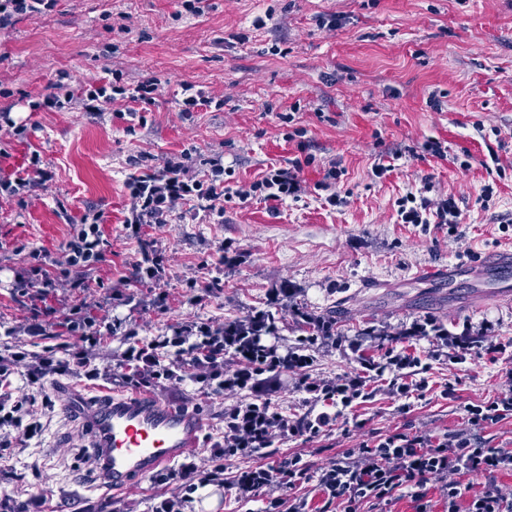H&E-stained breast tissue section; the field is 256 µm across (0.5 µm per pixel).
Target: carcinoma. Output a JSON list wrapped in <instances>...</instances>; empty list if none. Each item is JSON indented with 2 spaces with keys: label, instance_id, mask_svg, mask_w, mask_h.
Here are the masks:
<instances>
[{
  "label": "carcinoma",
  "instance_id": "carcinoma-1",
  "mask_svg": "<svg viewBox=\"0 0 512 512\" xmlns=\"http://www.w3.org/2000/svg\"><path fill=\"white\" fill-rule=\"evenodd\" d=\"M292 320L304 332L296 342L288 347L283 356L277 347L268 343L267 338L278 335L279 318L270 309H255L243 319H227L222 324L207 326L205 329L185 327L177 329L172 336L142 344L136 334L130 332L124 341H133L124 356L119 360L122 375L128 381L145 386L153 382L148 367L140 358L131 357L135 350H149L160 357L159 350H167L168 362H160L156 369L166 380H182L185 359L202 361L209 365L206 375L192 376L214 391L234 389L247 393V399L224 412V447H252L257 440V448L272 447L275 439L292 431L297 433L319 432L324 421L323 414L307 413L296 420L279 413L269 401L276 392L279 375L284 370H299L311 360L309 351L325 338L342 339L338 331L344 310L333 306L314 315L306 309L295 307L289 310ZM362 337H378L380 346L421 338L426 336L448 337V328L434 317L415 321L395 333H388L364 323L359 330ZM236 368L228 371L229 362Z\"/></svg>",
  "mask_w": 512,
  "mask_h": 512
}]
</instances>
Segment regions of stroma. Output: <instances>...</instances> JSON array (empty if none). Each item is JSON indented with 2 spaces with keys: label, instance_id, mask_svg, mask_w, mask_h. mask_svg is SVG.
I'll use <instances>...</instances> for the list:
<instances>
[{
  "label": "stroma",
  "instance_id": "35a3bbf8",
  "mask_svg": "<svg viewBox=\"0 0 512 512\" xmlns=\"http://www.w3.org/2000/svg\"><path fill=\"white\" fill-rule=\"evenodd\" d=\"M115 71L130 86L155 80L154 104L29 109L60 75L84 84ZM188 86L223 107L182 111ZM3 89L26 131L0 141V177L33 154L52 175L25 200L0 196V324L12 330L11 347H54L63 360L83 347L20 301L13 284L30 251L54 270L89 212L101 213L111 244L68 302L121 327L95 347V378L70 364L58 379L135 391L111 364L126 349V330L151 339L240 317L265 307L285 280L298 305L319 313L340 302L350 311L340 326L344 342L319 345L309 368L281 375L272 400L291 414L308 410V384L362 373L348 342L364 321L393 330L432 316L477 342L462 362L443 339L396 344L395 355L422 365L406 379L408 396L394 394L396 372L387 368L372 376V398L330 408L319 433H291L227 458L223 485L191 493L180 479L156 476L119 493L100 487L92 467L78 462L79 425L63 397L46 381L30 382L19 364L0 381V396L19 407L17 423L0 425V497L25 502L26 512H84L97 500L108 502V512H152L172 499L181 500V512H268L276 498L323 512L313 480L249 498L235 484L296 453L316 470L394 432L455 436L466 427V405L512 393V303L474 279L427 274L512 244V0H206L200 14L181 0H58L52 12L0 31ZM436 141L447 159L431 156L427 146ZM217 157L233 192L295 161L301 190L280 202L243 204L232 194L219 211L192 202L132 232V176L174 162L204 179ZM380 164L385 174H376ZM409 193L434 204L453 200L459 223H402L398 201ZM22 242L28 249L20 253ZM146 244L163 256L164 272L134 287L143 309L105 304V288L124 291ZM148 390L202 414V446L189 461L212 470L224 412L239 394H214L189 379Z\"/></svg>",
  "mask_w": 512,
  "mask_h": 512
}]
</instances>
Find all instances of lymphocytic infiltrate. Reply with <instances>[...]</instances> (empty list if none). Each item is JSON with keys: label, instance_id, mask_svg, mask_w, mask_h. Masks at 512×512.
Listing matches in <instances>:
<instances>
[{"label": "lymphocytic infiltrate", "instance_id": "obj_1", "mask_svg": "<svg viewBox=\"0 0 512 512\" xmlns=\"http://www.w3.org/2000/svg\"><path fill=\"white\" fill-rule=\"evenodd\" d=\"M156 87L143 81L130 87L122 84L119 76L80 88L57 82L50 93L32 102V111L61 109L67 105L85 102L132 101L150 105L154 102ZM224 166L211 164V176L198 179L189 175L179 163H169L161 175L148 174L139 179L131 190L134 223L144 224L172 211L187 200H203L216 207L225 196ZM299 190L298 180L287 168L270 169L249 189L238 191L241 202L253 196L264 201H281ZM100 214H93L90 222L81 224L76 235L63 247L62 259L55 271H47L39 252H32V264L27 277L15 283L18 294L34 316L50 315L44 307L46 294L60 286L72 289L84 287L85 270L102 262L106 255V241L100 229ZM512 471V449L486 448L474 435L441 440L432 435L414 437L395 432L374 443H362L349 449L343 459L323 469L318 486L326 503L342 505V512H358L365 503L387 504L395 491L410 493L415 512H432L427 497V484L438 479L439 491L448 512H512V489L500 485L498 473ZM481 475L485 483L479 493H472L466 478Z\"/></svg>", "mask_w": 512, "mask_h": 512}]
</instances>
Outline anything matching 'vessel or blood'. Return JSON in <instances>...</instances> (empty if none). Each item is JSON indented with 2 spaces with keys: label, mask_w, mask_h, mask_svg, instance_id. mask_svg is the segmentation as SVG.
I'll return each mask as SVG.
<instances>
[{
  "label": "vessel or blood",
  "mask_w": 512,
  "mask_h": 512,
  "mask_svg": "<svg viewBox=\"0 0 512 512\" xmlns=\"http://www.w3.org/2000/svg\"><path fill=\"white\" fill-rule=\"evenodd\" d=\"M489 269L497 300H512V249L497 251L489 265L451 266L434 270L437 278L456 279L466 272ZM68 413L78 419L84 446L94 459L100 484L119 491L130 482L174 468L200 448L204 424L195 410L147 393L101 390L90 394L65 383H53Z\"/></svg>",
  "instance_id": "obj_1"
}]
</instances>
